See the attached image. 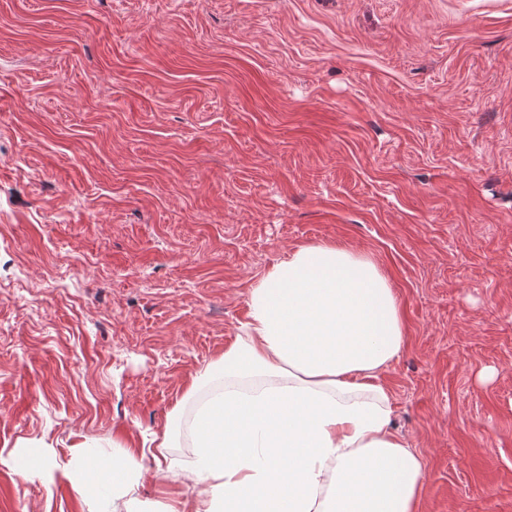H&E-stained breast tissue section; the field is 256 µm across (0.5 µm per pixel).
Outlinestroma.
Masks as SVG:
<instances>
[{"label": "stroma", "instance_id": "1", "mask_svg": "<svg viewBox=\"0 0 512 512\" xmlns=\"http://www.w3.org/2000/svg\"><path fill=\"white\" fill-rule=\"evenodd\" d=\"M0 97V512H86L10 455L151 446L318 242L397 296L419 512H512V0H0Z\"/></svg>", "mask_w": 512, "mask_h": 512}]
</instances>
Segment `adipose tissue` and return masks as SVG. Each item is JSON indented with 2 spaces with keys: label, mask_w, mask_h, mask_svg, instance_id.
Wrapping results in <instances>:
<instances>
[{
  "label": "adipose tissue",
  "mask_w": 512,
  "mask_h": 512,
  "mask_svg": "<svg viewBox=\"0 0 512 512\" xmlns=\"http://www.w3.org/2000/svg\"><path fill=\"white\" fill-rule=\"evenodd\" d=\"M249 319L193 378L153 449L67 464L29 455L27 481L70 480L88 512H140L143 461L189 439L193 506L162 512H418L424 458L394 431L380 375L403 348L396 294L373 258L327 242L293 250L252 284Z\"/></svg>",
  "instance_id": "obj_1"
}]
</instances>
